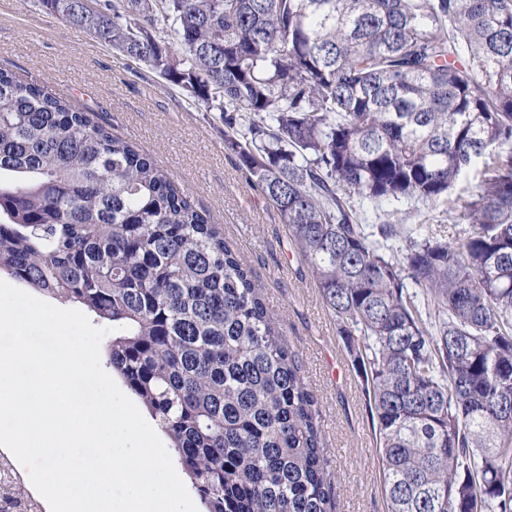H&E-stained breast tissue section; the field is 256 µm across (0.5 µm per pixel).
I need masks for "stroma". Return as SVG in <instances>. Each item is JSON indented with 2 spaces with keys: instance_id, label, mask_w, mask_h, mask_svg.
<instances>
[{
  "instance_id": "35a3bbf8",
  "label": "stroma",
  "mask_w": 512,
  "mask_h": 512,
  "mask_svg": "<svg viewBox=\"0 0 512 512\" xmlns=\"http://www.w3.org/2000/svg\"><path fill=\"white\" fill-rule=\"evenodd\" d=\"M0 68L42 81L94 113L172 173L196 206L223 225L225 240L251 270L318 398L324 443L337 471L335 512H387L379 441L362 379L279 212L247 185L225 151L219 113L191 105L154 73L138 71L89 33L23 0H0ZM352 202L371 218L382 210L426 225L443 241L463 230L418 201L377 206L356 195Z\"/></svg>"
}]
</instances>
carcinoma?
Segmentation results:
<instances>
[{
    "instance_id": "carcinoma-1",
    "label": "carcinoma",
    "mask_w": 512,
    "mask_h": 512,
    "mask_svg": "<svg viewBox=\"0 0 512 512\" xmlns=\"http://www.w3.org/2000/svg\"><path fill=\"white\" fill-rule=\"evenodd\" d=\"M32 2L221 114L355 355L388 512H512V0ZM353 194L469 228L370 225ZM1 274L112 325L107 364L203 512H333L317 399L220 226L5 69ZM2 504L45 512L5 459Z\"/></svg>"
}]
</instances>
